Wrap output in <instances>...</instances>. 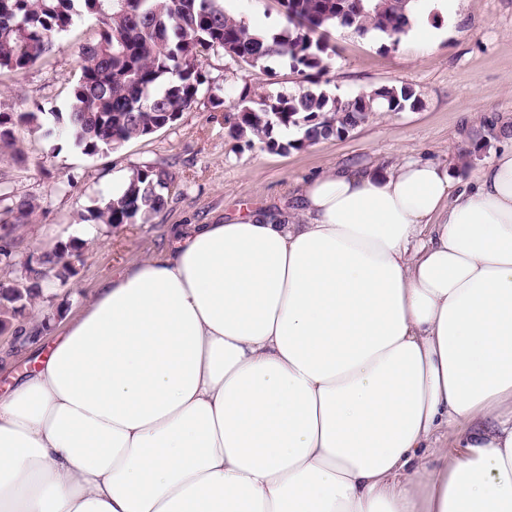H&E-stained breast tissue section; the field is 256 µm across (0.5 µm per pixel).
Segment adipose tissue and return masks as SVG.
Segmentation results:
<instances>
[{
	"label": "adipose tissue",
	"instance_id": "ef3b65f1",
	"mask_svg": "<svg viewBox=\"0 0 512 512\" xmlns=\"http://www.w3.org/2000/svg\"><path fill=\"white\" fill-rule=\"evenodd\" d=\"M0 512H512V145L175 227L0 396Z\"/></svg>",
	"mask_w": 512,
	"mask_h": 512
}]
</instances>
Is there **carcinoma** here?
Masks as SVG:
<instances>
[{
	"label": "carcinoma",
	"instance_id": "obj_1",
	"mask_svg": "<svg viewBox=\"0 0 512 512\" xmlns=\"http://www.w3.org/2000/svg\"><path fill=\"white\" fill-rule=\"evenodd\" d=\"M410 0H278L280 28L261 33L224 9L223 0H0V74L19 73L62 49V37L85 14L99 25L95 41L81 47L80 74L73 83L61 125L44 122L38 112H0V149L22 155L15 129L33 125L46 139L57 131L72 135L85 155H107L176 123L197 102L205 76L199 62L222 56L239 70L264 69L283 58L306 77L327 70L329 34L350 28L360 37L378 33L397 45L408 30ZM419 103L407 85L383 86L355 96H331L301 85L293 93L242 92L224 117L234 140L256 138L282 153L330 137L341 138L376 112H400ZM277 128L301 137L278 140ZM171 180L151 165L133 170L123 192L96 209L99 223L112 228L147 223L168 204ZM8 223L26 224L36 199L1 197ZM70 243L44 253L38 269L28 263L19 281L0 283V332L14 329L43 288L75 276Z\"/></svg>",
	"mask_w": 512,
	"mask_h": 512
}]
</instances>
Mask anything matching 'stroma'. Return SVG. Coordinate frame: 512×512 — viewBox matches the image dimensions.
<instances>
[{"mask_svg":"<svg viewBox=\"0 0 512 512\" xmlns=\"http://www.w3.org/2000/svg\"><path fill=\"white\" fill-rule=\"evenodd\" d=\"M438 27L443 36L428 52L407 37L395 46L380 36L358 37L348 28L334 32L335 51L320 87L353 96L384 85H409L419 103L375 113L343 138L300 150L279 153L259 142L249 146L233 140L223 113L212 111L205 97L173 126L103 157L83 154L67 138L48 141L33 127L17 128L27 160L17 163L0 155V190L34 197L39 209L17 233L12 264H0V283L15 280L28 259L71 237L78 225H91L75 261L76 275L54 284L51 298L38 299L27 310L31 317L46 315L51 338L62 334L67 315L77 312L112 271L163 250L173 225L230 222L255 207L290 210L301 185L317 173L405 156L458 167L460 180H469L512 137V0H462L459 19ZM97 29L94 19L78 17L62 40V53L29 70L0 75V111H66L79 46ZM202 70L228 108L241 91L254 98L288 93L301 81L280 59L231 81L220 57L204 61ZM464 149L470 156L461 167L457 160ZM147 164L172 180L165 210L147 224L113 229L95 223L92 211L111 193L113 180Z\"/></svg>","mask_w":512,"mask_h":512,"instance_id":"stroma-1","label":"stroma"}]
</instances>
